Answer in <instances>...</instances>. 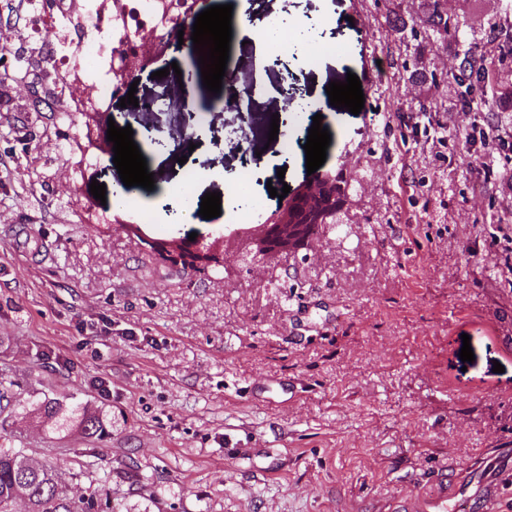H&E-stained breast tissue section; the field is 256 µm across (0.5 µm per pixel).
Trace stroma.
<instances>
[{"instance_id":"stroma-1","label":"stroma","mask_w":512,"mask_h":512,"mask_svg":"<svg viewBox=\"0 0 512 512\" xmlns=\"http://www.w3.org/2000/svg\"><path fill=\"white\" fill-rule=\"evenodd\" d=\"M250 3L270 22L326 18L336 50L248 70L246 81L271 88L249 101L264 116L253 125L221 110L225 96L205 89L197 57L155 45L136 75L138 101L183 75L213 108L132 123L137 142L187 123L189 145L155 149L147 168L158 190L194 173L195 201L181 224L145 205L127 218L149 217L165 239L263 222L282 205L270 189L307 178L302 154L282 175L260 165L283 111L278 89L323 100L353 73L366 111L321 121L324 170L357 178L349 238L331 258L311 252L261 284L159 268L138 241L85 221L87 209L116 204L89 191L113 185L112 159L80 175L53 99L1 98L0 156L16 165L0 167V377L14 382L17 409L49 393L98 408L106 432L49 435L37 418L0 415V436L68 468L72 495H110L114 512H394L443 487L482 512L487 477L512 493V145L491 137L470 150L475 115L461 111L456 79L479 60L489 75L476 97H512V0ZM174 63L180 75L156 78ZM485 162L500 171L496 184L474 179ZM238 180L253 210L203 219L205 193Z\"/></svg>"}]
</instances>
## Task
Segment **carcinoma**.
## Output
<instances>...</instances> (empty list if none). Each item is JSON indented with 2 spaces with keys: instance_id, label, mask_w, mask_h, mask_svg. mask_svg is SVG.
Wrapping results in <instances>:
<instances>
[{
  "instance_id": "obj_1",
  "label": "carcinoma",
  "mask_w": 512,
  "mask_h": 512,
  "mask_svg": "<svg viewBox=\"0 0 512 512\" xmlns=\"http://www.w3.org/2000/svg\"><path fill=\"white\" fill-rule=\"evenodd\" d=\"M32 412L52 433L75 431L86 438L105 432L99 413L69 407L48 396L33 403ZM69 472L60 466L34 462L21 448L0 447V512H112L110 497L75 499L69 491Z\"/></svg>"
}]
</instances>
